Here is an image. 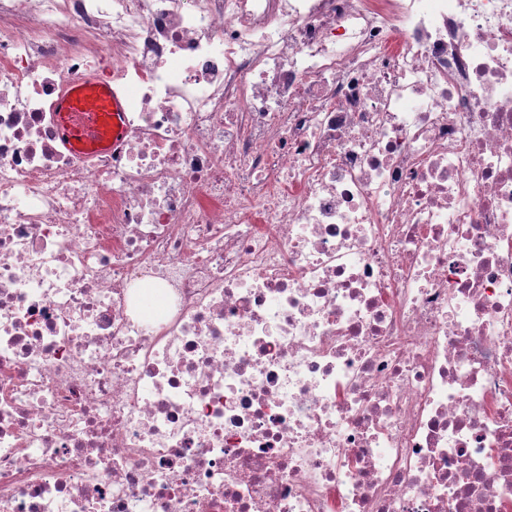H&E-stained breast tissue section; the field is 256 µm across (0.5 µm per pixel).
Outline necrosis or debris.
Segmentation results:
<instances>
[{"instance_id":"4bbe7bcc","label":"necrosis or debris","mask_w":512,"mask_h":512,"mask_svg":"<svg viewBox=\"0 0 512 512\" xmlns=\"http://www.w3.org/2000/svg\"><path fill=\"white\" fill-rule=\"evenodd\" d=\"M0 512H512V0H0ZM93 98L107 112V133L101 134L102 112L89 110L86 99ZM57 128L67 147L87 145L108 150L117 145L124 132L125 102L120 94L106 86L94 75L71 83L68 92L55 105Z\"/></svg>"}]
</instances>
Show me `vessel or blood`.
Listing matches in <instances>:
<instances>
[{
	"mask_svg": "<svg viewBox=\"0 0 512 512\" xmlns=\"http://www.w3.org/2000/svg\"><path fill=\"white\" fill-rule=\"evenodd\" d=\"M124 112L122 96L93 75L72 82L55 105L57 128L68 147L113 148L124 132Z\"/></svg>",
	"mask_w": 512,
	"mask_h": 512,
	"instance_id": "b4317fda",
	"label": "vessel or blood"
}]
</instances>
